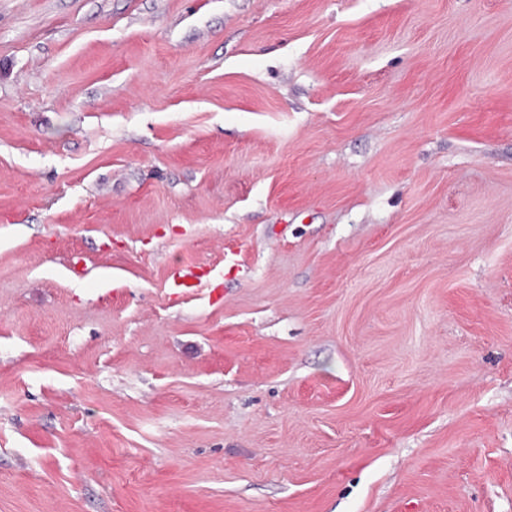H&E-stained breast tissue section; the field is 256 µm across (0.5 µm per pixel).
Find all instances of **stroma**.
I'll use <instances>...</instances> for the list:
<instances>
[{
  "label": "stroma",
  "mask_w": 512,
  "mask_h": 512,
  "mask_svg": "<svg viewBox=\"0 0 512 512\" xmlns=\"http://www.w3.org/2000/svg\"><path fill=\"white\" fill-rule=\"evenodd\" d=\"M0 512H512V0H0ZM215 280L213 268L201 264H183L170 271L166 283L172 294L186 296L203 284L210 286Z\"/></svg>",
  "instance_id": "stroma-1"
}]
</instances>
